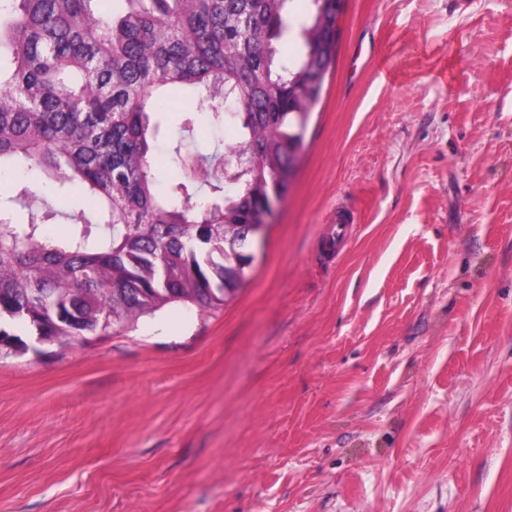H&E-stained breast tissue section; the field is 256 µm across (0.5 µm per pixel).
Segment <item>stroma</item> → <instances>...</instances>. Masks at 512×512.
<instances>
[{
	"label": "stroma",
	"instance_id": "1",
	"mask_svg": "<svg viewBox=\"0 0 512 512\" xmlns=\"http://www.w3.org/2000/svg\"><path fill=\"white\" fill-rule=\"evenodd\" d=\"M340 25L232 301L0 359V512H512V0ZM353 222L354 218L349 214H340L336 216V224H329L327 227V237L336 243V258L339 257L356 231L357 224Z\"/></svg>",
	"mask_w": 512,
	"mask_h": 512
}]
</instances>
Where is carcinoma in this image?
I'll return each mask as SVG.
<instances>
[{
	"label": "carcinoma",
	"instance_id": "carcinoma-1",
	"mask_svg": "<svg viewBox=\"0 0 512 512\" xmlns=\"http://www.w3.org/2000/svg\"><path fill=\"white\" fill-rule=\"evenodd\" d=\"M0 0V171L35 172L85 199L68 232L50 235L43 192L22 187L28 220L0 217V355L19 354L40 324L76 331L119 315L112 333L169 307L217 309L251 266L246 252L265 200L283 197L303 148L305 99L319 101L337 52L336 3L306 0ZM189 87L224 147L194 143L200 118L169 149L175 174L157 179L154 152L167 90ZM253 156L260 171L222 177ZM72 305V330L41 311Z\"/></svg>",
	"mask_w": 512,
	"mask_h": 512
}]
</instances>
